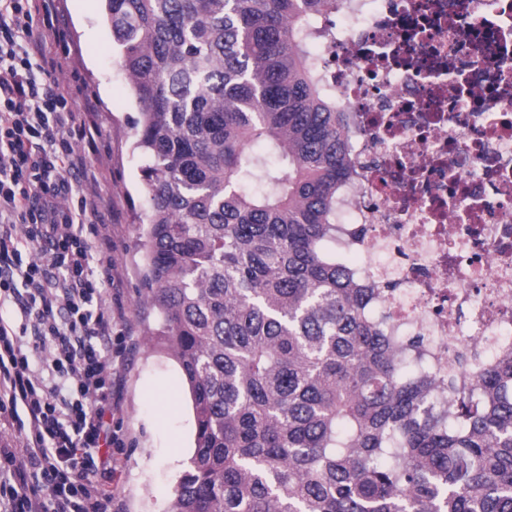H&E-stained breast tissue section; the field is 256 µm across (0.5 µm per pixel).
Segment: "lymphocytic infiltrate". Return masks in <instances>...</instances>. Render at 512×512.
I'll use <instances>...</instances> for the list:
<instances>
[{
    "label": "lymphocytic infiltrate",
    "instance_id": "obj_1",
    "mask_svg": "<svg viewBox=\"0 0 512 512\" xmlns=\"http://www.w3.org/2000/svg\"><path fill=\"white\" fill-rule=\"evenodd\" d=\"M52 0H0V512H112V259L81 185L95 126L33 36Z\"/></svg>",
    "mask_w": 512,
    "mask_h": 512
}]
</instances>
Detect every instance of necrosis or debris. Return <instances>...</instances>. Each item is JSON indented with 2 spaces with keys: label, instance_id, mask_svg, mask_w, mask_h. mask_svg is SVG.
Instances as JSON below:
<instances>
[{
  "label": "necrosis or debris",
  "instance_id": "4bbe7bcc",
  "mask_svg": "<svg viewBox=\"0 0 512 512\" xmlns=\"http://www.w3.org/2000/svg\"><path fill=\"white\" fill-rule=\"evenodd\" d=\"M318 60L351 174L328 244L434 374L512 347V0H340Z\"/></svg>",
  "mask_w": 512,
  "mask_h": 512
}]
</instances>
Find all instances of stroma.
I'll return each instance as SVG.
<instances>
[{
    "mask_svg": "<svg viewBox=\"0 0 512 512\" xmlns=\"http://www.w3.org/2000/svg\"><path fill=\"white\" fill-rule=\"evenodd\" d=\"M62 39L46 48L60 64L61 79L78 108L91 111L103 135L87 155L94 176L87 195L104 198L99 234L112 253V448L96 460H112L114 512H169L174 486L191 455L194 417L176 360L149 343L154 316L136 303L144 266L137 245L145 218L140 161L131 149L137 115L127 79L103 20L102 0H55Z\"/></svg>",
    "mask_w": 512,
    "mask_h": 512,
    "instance_id": "1",
    "label": "stroma"
}]
</instances>
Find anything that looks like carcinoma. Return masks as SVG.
<instances>
[{
	"label": "carcinoma",
	"mask_w": 512,
	"mask_h": 512,
	"mask_svg": "<svg viewBox=\"0 0 512 512\" xmlns=\"http://www.w3.org/2000/svg\"><path fill=\"white\" fill-rule=\"evenodd\" d=\"M338 2L105 0L138 109L139 304L194 414L169 512H512V350L430 402L323 246L349 174L314 54Z\"/></svg>",
	"instance_id": "obj_1"
}]
</instances>
